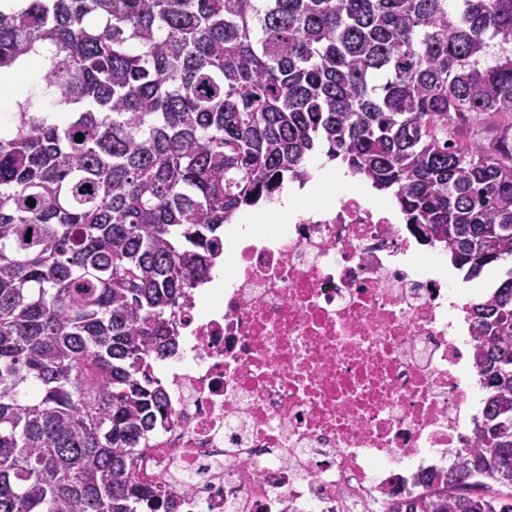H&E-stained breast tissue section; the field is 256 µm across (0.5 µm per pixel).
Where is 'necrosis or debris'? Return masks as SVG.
<instances>
[{
	"mask_svg": "<svg viewBox=\"0 0 512 512\" xmlns=\"http://www.w3.org/2000/svg\"><path fill=\"white\" fill-rule=\"evenodd\" d=\"M219 286L201 288L157 368L169 421L141 481L179 512H380L397 480L459 463L482 404L461 288L438 246L340 187L266 223H230Z\"/></svg>",
	"mask_w": 512,
	"mask_h": 512,
	"instance_id": "4bbe7bcc",
	"label": "necrosis or debris"
}]
</instances>
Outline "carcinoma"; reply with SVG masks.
<instances>
[{"mask_svg": "<svg viewBox=\"0 0 512 512\" xmlns=\"http://www.w3.org/2000/svg\"><path fill=\"white\" fill-rule=\"evenodd\" d=\"M46 52L0 132V512H176L139 480L157 359L244 206L325 146L465 280L485 410L460 465L385 512H512V0H26L0 70ZM70 113L60 125L50 109ZM83 135V141L75 137ZM35 205H29V200ZM509 124H512V116L498 114L485 115L478 120L466 119L457 127L456 140L461 146L468 147L477 141L497 139Z\"/></svg>", "mask_w": 512, "mask_h": 512, "instance_id": "1", "label": "carcinoma"}]
</instances>
